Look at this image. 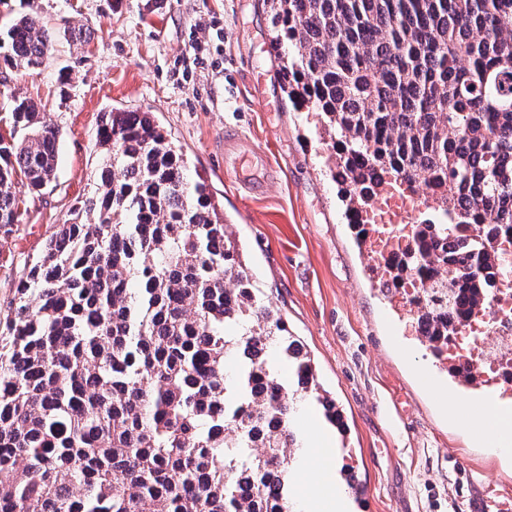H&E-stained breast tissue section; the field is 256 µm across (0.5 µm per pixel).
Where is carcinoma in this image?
I'll return each instance as SVG.
<instances>
[{"label":"carcinoma","mask_w":512,"mask_h":512,"mask_svg":"<svg viewBox=\"0 0 512 512\" xmlns=\"http://www.w3.org/2000/svg\"><path fill=\"white\" fill-rule=\"evenodd\" d=\"M272 2L281 88L322 113L337 167L430 187L415 273L451 308L430 335H454L501 270L489 232L512 237V0ZM57 35L18 17L0 67H42ZM11 123L5 234L16 178L43 195L60 153L33 100ZM96 147L99 182L25 266L0 332V512H294L297 399L341 434L336 399L153 113H103ZM381 183L340 186L364 203Z\"/></svg>","instance_id":"carcinoma-1"}]
</instances>
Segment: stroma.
Segmentation results:
<instances>
[{"mask_svg": "<svg viewBox=\"0 0 512 512\" xmlns=\"http://www.w3.org/2000/svg\"><path fill=\"white\" fill-rule=\"evenodd\" d=\"M23 13L88 30L91 39L61 34L40 69L0 68V134L11 132L17 98L40 103L62 134L53 191L36 197L25 179L14 184L22 216L0 237L1 322L26 263L92 190L102 113L151 112L223 202L249 273L344 410L345 450L301 456L298 498L314 488L319 469L345 465L365 485L357 512H470L472 482L512 485V461L471 472L459 466L455 452L477 460L483 449L419 389L428 357L387 334L332 178L328 128L319 112L293 110L280 89L267 0H0V25ZM198 47L211 66L194 65ZM229 128L267 154L280 180L254 193L226 175Z\"/></svg>", "mask_w": 512, "mask_h": 512, "instance_id": "obj_1", "label": "stroma"}]
</instances>
